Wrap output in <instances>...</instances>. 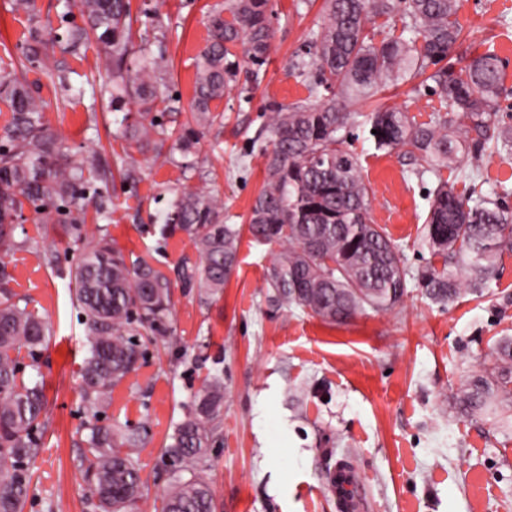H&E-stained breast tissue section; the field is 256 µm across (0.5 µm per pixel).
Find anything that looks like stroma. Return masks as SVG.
Instances as JSON below:
<instances>
[{
    "mask_svg": "<svg viewBox=\"0 0 512 512\" xmlns=\"http://www.w3.org/2000/svg\"><path fill=\"white\" fill-rule=\"evenodd\" d=\"M224 0H131L134 31L159 20L166 32L167 81L178 102L165 112L168 129L190 118L195 57L211 11ZM323 0H271L274 38L263 64L240 60L239 90L217 107L191 161L223 207L226 223L247 225L262 189L265 127L279 104L307 100L291 69L310 31L322 24ZM463 39L457 67L494 47L504 66L497 125L512 126V0H459ZM28 23L0 0V69L21 57ZM60 75L33 68L44 121L69 153L101 154L108 167L129 145L115 138L111 98L101 88L105 56L97 45L70 54L50 51ZM71 92H63L60 81ZM375 102L429 121L439 103L429 85L389 88ZM372 102V103H375ZM372 103H357L370 111ZM348 147L373 192L370 217L404 253L408 268L430 254L420 235L438 179L459 194L471 188L512 207V155L468 154L451 168L417 173L409 153L374 149L354 129ZM141 179L108 180L112 214L102 225L127 254L145 256L174 283L170 343L141 337L137 369L112 389L106 421L140 428L133 455L145 495L139 512H163L170 471L162 447L194 393L214 371L224 374V418L207 476L216 512H344L331 476L352 467L356 512H512V427L464 417L453 398L466 379L512 336V251L504 252L484 288L442 305L409 288L392 310L365 309L343 323L269 302L265 278L275 247L242 233L238 266L218 296L205 298L181 278L199 257L182 233L151 232L156 197L183 183L181 168L142 154ZM20 244L8 271L10 289L44 319L51 336L37 358L23 357L25 378L42 383L46 429L31 465L25 512H94L84 479L86 419L79 375L88 340L69 270L76 246L66 225L39 223L32 207L15 221Z\"/></svg>",
    "mask_w": 512,
    "mask_h": 512,
    "instance_id": "1",
    "label": "stroma"
}]
</instances>
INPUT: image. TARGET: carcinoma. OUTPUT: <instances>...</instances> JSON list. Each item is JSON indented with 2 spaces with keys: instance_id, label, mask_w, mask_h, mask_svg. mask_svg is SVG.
Listing matches in <instances>:
<instances>
[{
  "instance_id": "cac0c4a2",
  "label": "carcinoma",
  "mask_w": 512,
  "mask_h": 512,
  "mask_svg": "<svg viewBox=\"0 0 512 512\" xmlns=\"http://www.w3.org/2000/svg\"><path fill=\"white\" fill-rule=\"evenodd\" d=\"M85 25L61 34L65 49L77 53L91 43L111 56L108 92L125 113L119 137L138 152L165 159V143L186 159L199 144L201 130L215 120L213 105L233 90L239 68L234 52L244 47L258 63L268 53L273 31L269 0H226L211 16L199 51L191 103V121L178 134L160 122L158 105L166 95L165 56H143L128 64L133 46L130 0H77ZM14 9L31 23L32 43L18 68L0 72V100L11 118L0 142V512H24L31 479L29 465L40 445L45 408L42 386L21 375L19 356L47 343L44 322L28 305L13 300L8 264L18 248L14 221L24 205L42 224H65L81 244L69 275L81 304L89 356L80 372V395L89 418L86 477L96 512H135L144 482L138 461L128 452L143 444L138 428L102 424L112 387L134 370L141 355L135 336L163 344L174 334L172 283L142 256L133 257L105 235L87 237L88 219H109L112 199L106 170L96 156L63 152L44 122L42 102L25 79L28 65L49 60L37 27L36 0H15ZM457 0H325L324 22L309 33L305 51L295 55L293 72L307 83L310 100L280 105L267 127L271 148L262 150L267 179L249 214L253 241L279 250L266 276L271 301L295 306L329 323H342L369 307L388 311L407 293L408 281L435 302L459 299L482 287L503 251L512 250V210L481 192L465 198L440 179L432 192L421 246L442 260L410 271L385 229L370 218L371 190L360 175L357 156L347 148L351 128L369 127L378 151L404 149L422 169L440 173L475 149H512V128L490 134L502 91V63L487 49L456 71L452 50L460 39ZM229 17H224V14ZM399 18L409 39L389 34L375 42L368 30L373 18ZM433 83L440 109L418 123L409 112L377 107L350 112L386 87L416 79ZM124 181L136 183L141 167L126 152L119 158ZM162 236L185 234L200 257L187 278L200 292L216 296L238 263L241 228L226 224L217 202L203 189L185 185L159 211ZM453 261L470 273L464 284L448 274ZM458 408L468 415L512 410V338L501 340L498 363L473 373L465 382ZM224 378L215 371L194 394L163 455L171 461V479L163 512H215L205 474L207 458L221 431Z\"/></svg>"
}]
</instances>
